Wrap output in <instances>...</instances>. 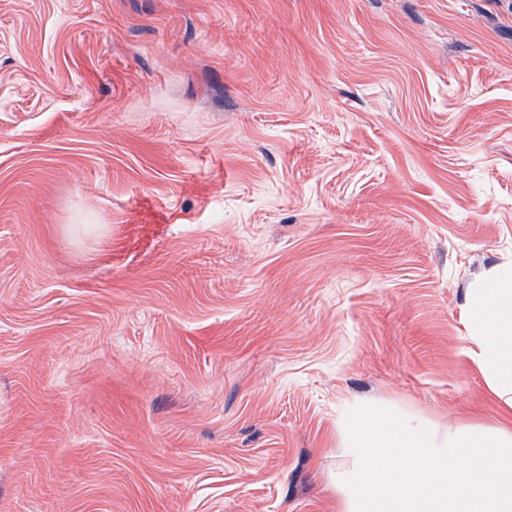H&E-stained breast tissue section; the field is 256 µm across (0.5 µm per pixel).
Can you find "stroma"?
Instances as JSON below:
<instances>
[{"mask_svg": "<svg viewBox=\"0 0 512 512\" xmlns=\"http://www.w3.org/2000/svg\"><path fill=\"white\" fill-rule=\"evenodd\" d=\"M510 266L512 0H0V512H337Z\"/></svg>", "mask_w": 512, "mask_h": 512, "instance_id": "obj_1", "label": "stroma"}]
</instances>
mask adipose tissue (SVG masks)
<instances>
[{"mask_svg":"<svg viewBox=\"0 0 512 512\" xmlns=\"http://www.w3.org/2000/svg\"><path fill=\"white\" fill-rule=\"evenodd\" d=\"M462 321L501 419L444 429L381 403L352 406L334 484L338 512H512V270L469 289Z\"/></svg>","mask_w":512,"mask_h":512,"instance_id":"obj_1","label":"adipose tissue"}]
</instances>
